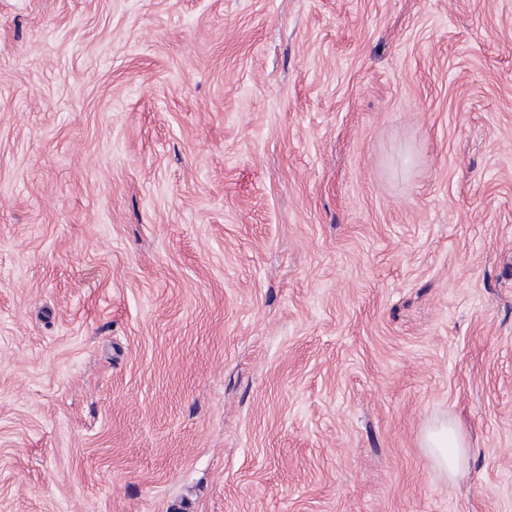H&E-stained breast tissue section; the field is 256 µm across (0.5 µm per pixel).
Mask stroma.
Returning a JSON list of instances; mask_svg holds the SVG:
<instances>
[{
	"instance_id": "1",
	"label": "stroma",
	"mask_w": 512,
	"mask_h": 512,
	"mask_svg": "<svg viewBox=\"0 0 512 512\" xmlns=\"http://www.w3.org/2000/svg\"><path fill=\"white\" fill-rule=\"evenodd\" d=\"M181 502L512 512V0H0V512ZM422 443L436 467L448 478L454 481L462 474L466 468V444L459 429L446 420L436 422L425 431Z\"/></svg>"
}]
</instances>
